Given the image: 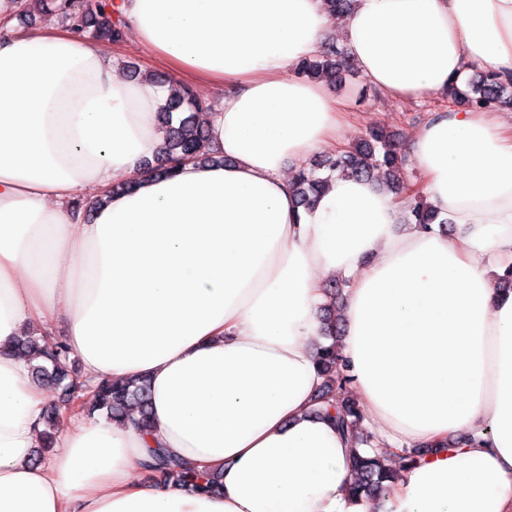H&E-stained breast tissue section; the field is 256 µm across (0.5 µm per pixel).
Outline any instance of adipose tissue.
<instances>
[{
  "instance_id": "1",
  "label": "adipose tissue",
  "mask_w": 512,
  "mask_h": 512,
  "mask_svg": "<svg viewBox=\"0 0 512 512\" xmlns=\"http://www.w3.org/2000/svg\"><path fill=\"white\" fill-rule=\"evenodd\" d=\"M175 81L222 89L227 159L149 175L162 98L69 30L0 29V512H512V133L452 109L408 151L455 237L402 221L375 181L334 174L312 209L288 170L330 145L341 105L294 73L341 31L400 101L469 70L512 75V0H114ZM135 180L130 192L114 179ZM101 204L85 219L76 190ZM326 275L346 282L341 351L386 460L384 503L351 500L349 439L310 413ZM65 325L87 384L145 376L153 437L63 414L41 464L46 394L11 345ZM220 474V493L133 480L153 444ZM434 451L410 461L413 447Z\"/></svg>"
}]
</instances>
